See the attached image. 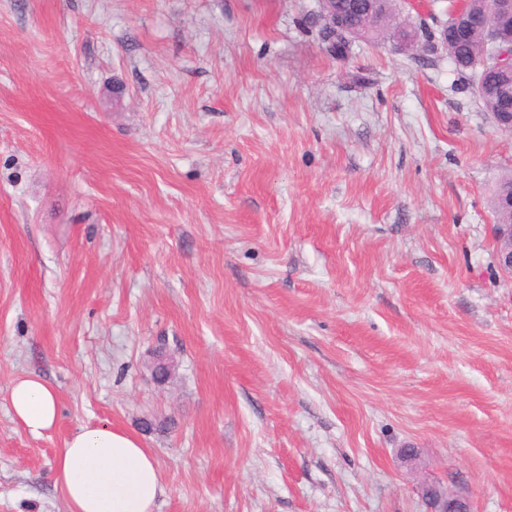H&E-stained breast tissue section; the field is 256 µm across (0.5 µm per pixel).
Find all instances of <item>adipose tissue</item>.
<instances>
[{
  "label": "adipose tissue",
  "mask_w": 512,
  "mask_h": 512,
  "mask_svg": "<svg viewBox=\"0 0 512 512\" xmlns=\"http://www.w3.org/2000/svg\"><path fill=\"white\" fill-rule=\"evenodd\" d=\"M9 402L14 419L31 435H43L57 422V395L39 376L15 378ZM54 469L67 512H153L164 491L153 452L136 434L107 423L79 427Z\"/></svg>",
  "instance_id": "1"
}]
</instances>
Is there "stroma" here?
<instances>
[{
  "label": "stroma",
  "instance_id": "35a3bbf8",
  "mask_svg": "<svg viewBox=\"0 0 512 512\" xmlns=\"http://www.w3.org/2000/svg\"><path fill=\"white\" fill-rule=\"evenodd\" d=\"M317 8L0 0V512H66L57 453L101 422L156 456L155 512H430L435 482L512 512V134L445 54L327 58ZM511 186L512 173L502 176L491 197V208L495 220V240H496V261L498 268L505 274L512 276V213L501 209L498 204L500 193ZM9 402L14 419L33 436L52 430L57 422V395L37 375L15 378L9 389Z\"/></svg>",
  "mask_w": 512,
  "mask_h": 512
}]
</instances>
